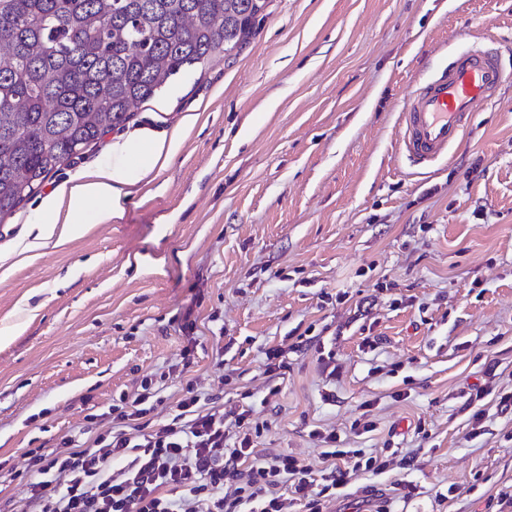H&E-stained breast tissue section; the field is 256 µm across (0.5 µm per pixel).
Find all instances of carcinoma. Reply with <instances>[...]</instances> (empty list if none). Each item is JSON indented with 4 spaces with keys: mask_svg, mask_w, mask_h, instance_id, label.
Returning <instances> with one entry per match:
<instances>
[{
    "mask_svg": "<svg viewBox=\"0 0 512 512\" xmlns=\"http://www.w3.org/2000/svg\"><path fill=\"white\" fill-rule=\"evenodd\" d=\"M268 0H0V217L189 67L238 54Z\"/></svg>",
    "mask_w": 512,
    "mask_h": 512,
    "instance_id": "carcinoma-1",
    "label": "carcinoma"
}]
</instances>
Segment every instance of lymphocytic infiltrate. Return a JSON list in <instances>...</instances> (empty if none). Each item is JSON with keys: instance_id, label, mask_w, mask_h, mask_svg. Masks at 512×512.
Masks as SVG:
<instances>
[{"instance_id": "f902f5d3", "label": "lymphocytic infiltrate", "mask_w": 512, "mask_h": 512, "mask_svg": "<svg viewBox=\"0 0 512 512\" xmlns=\"http://www.w3.org/2000/svg\"><path fill=\"white\" fill-rule=\"evenodd\" d=\"M146 400L135 397L117 414L118 430L96 437L92 447L30 453V467L44 476L30 489L38 512H280L275 489L283 483L310 512H320L322 500L341 495L348 474L385 468L377 457L340 448L336 433L315 429L324 459L343 464L319 481L293 456L255 459L248 412L228 421L218 409L199 411L192 394L169 422L149 431L140 422ZM116 459L123 462L117 469ZM228 481L237 485L232 499L224 495Z\"/></svg>"}]
</instances>
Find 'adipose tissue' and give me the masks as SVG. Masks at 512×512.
<instances>
[{"label": "adipose tissue", "instance_id": "obj_1", "mask_svg": "<svg viewBox=\"0 0 512 512\" xmlns=\"http://www.w3.org/2000/svg\"><path fill=\"white\" fill-rule=\"evenodd\" d=\"M180 141L177 130L167 138L155 137L145 130L137 138L115 143L111 164L85 171L42 201L36 234L18 245L16 256L30 261L48 244L60 245L83 234L88 218L99 223L121 218L126 187L143 181L155 169L167 167L175 158Z\"/></svg>", "mask_w": 512, "mask_h": 512}]
</instances>
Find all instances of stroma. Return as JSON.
<instances>
[{
  "label": "stroma",
  "instance_id": "stroma-1",
  "mask_svg": "<svg viewBox=\"0 0 512 512\" xmlns=\"http://www.w3.org/2000/svg\"><path fill=\"white\" fill-rule=\"evenodd\" d=\"M461 30L509 76L447 158L411 166L400 114ZM180 128L121 219L13 256L41 196ZM2 266L0 512H30L26 450L89 446L146 390L150 425L190 391L317 475L315 429L385 456L323 512H512V0H269L237 56L180 72L1 219Z\"/></svg>",
  "mask_w": 512,
  "mask_h": 512
}]
</instances>
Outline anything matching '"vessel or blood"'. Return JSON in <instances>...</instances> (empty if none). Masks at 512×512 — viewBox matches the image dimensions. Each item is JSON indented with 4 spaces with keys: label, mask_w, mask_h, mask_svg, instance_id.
Segmentation results:
<instances>
[{
    "label": "vessel or blood",
    "mask_w": 512,
    "mask_h": 512,
    "mask_svg": "<svg viewBox=\"0 0 512 512\" xmlns=\"http://www.w3.org/2000/svg\"><path fill=\"white\" fill-rule=\"evenodd\" d=\"M507 77L495 46L470 47L451 56L433 80L415 87L402 114V149L428 165L446 157L466 134L475 109L495 99Z\"/></svg>",
    "instance_id": "1"
}]
</instances>
